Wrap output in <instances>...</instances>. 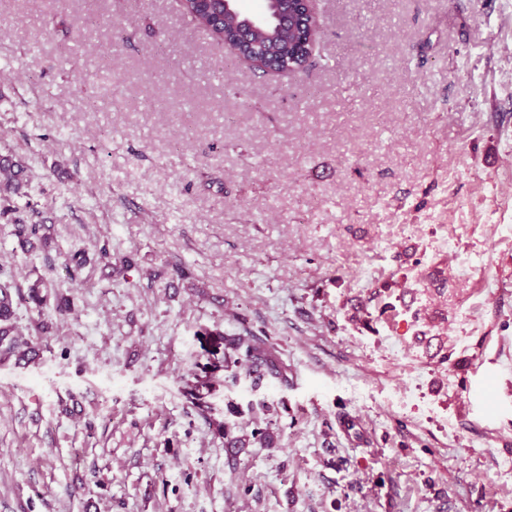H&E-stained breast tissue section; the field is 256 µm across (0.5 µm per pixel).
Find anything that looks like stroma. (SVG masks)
<instances>
[{
  "label": "stroma",
  "mask_w": 512,
  "mask_h": 512,
  "mask_svg": "<svg viewBox=\"0 0 512 512\" xmlns=\"http://www.w3.org/2000/svg\"><path fill=\"white\" fill-rule=\"evenodd\" d=\"M315 8L280 75L177 0H0V281L69 301L14 304L0 512H512V0ZM25 169L22 163L11 158L0 160V191L18 192L23 184ZM14 235L18 238L22 247L29 248L32 250L35 248L34 240H37L40 244L41 249L46 250L51 244L52 237L50 234L46 232L40 234V231L43 229L49 230V227L46 228V224H14ZM232 345L233 355L224 354V363L229 367V363L237 366L242 361L249 364L250 373L259 374L262 369H267L275 375H279L276 364L275 347L268 343L267 338L255 336L248 333L246 336H240L236 340L233 339Z\"/></svg>",
  "instance_id": "35a3bbf8"
}]
</instances>
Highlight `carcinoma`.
Returning a JSON list of instances; mask_svg holds the SVG:
<instances>
[{"label": "carcinoma", "mask_w": 512, "mask_h": 512, "mask_svg": "<svg viewBox=\"0 0 512 512\" xmlns=\"http://www.w3.org/2000/svg\"><path fill=\"white\" fill-rule=\"evenodd\" d=\"M181 12L198 27L224 42L230 49L247 57L268 56L274 59L278 69L289 68L300 72L312 66V52L305 46L295 44V36L287 35L275 28L273 24L253 31L250 48L241 46L236 40V33L245 17L224 16V8L220 7L221 0H178ZM25 169L22 163L10 158L0 160V191L17 192L23 184ZM44 224L14 225V235L24 247L35 248L34 242H39L41 249L46 250L51 244V236L43 229ZM53 287V284L40 278L28 287V293H17L18 299H26L37 306L46 303L48 295L42 293ZM13 284L0 282V355L8 361L20 356L16 326L13 322L14 299L11 293ZM233 354L224 357V363L234 366L241 362L249 364L250 373L259 374L267 369L279 374L276 364L275 347L268 340L249 333L231 341Z\"/></svg>", "instance_id": "cac0c4a2"}]
</instances>
